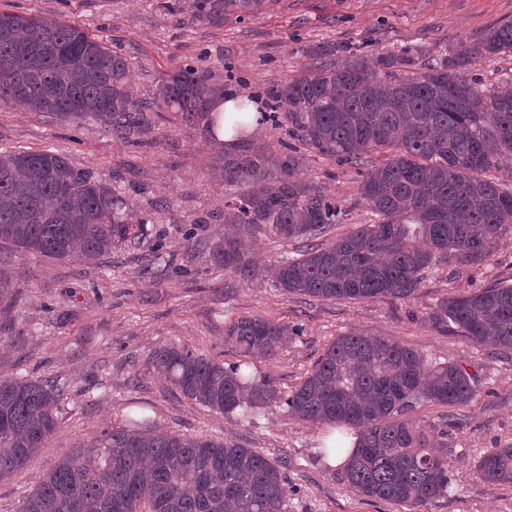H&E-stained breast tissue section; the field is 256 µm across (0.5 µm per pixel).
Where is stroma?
Wrapping results in <instances>:
<instances>
[{
  "mask_svg": "<svg viewBox=\"0 0 512 512\" xmlns=\"http://www.w3.org/2000/svg\"><path fill=\"white\" fill-rule=\"evenodd\" d=\"M0 12L54 18L108 37L126 55L143 99L154 98L166 72L202 56L216 73L231 69L236 94L262 104L266 89L314 62L321 47H335L340 61L349 46L367 53L407 48L427 58L512 21V0H274L266 13L221 27L195 21L189 0H180L175 12L163 0H0ZM205 129L204 122L189 125L166 112L136 146L89 118L63 122L20 107L0 109V152H59L116 189L147 222L146 236L119 243L90 264L0 243V279L9 288L0 298V377L48 380L61 393L57 431L22 473L0 480V512H19L39 476L135 412L157 428L251 448L279 465L288 477L287 512H408L350 491L321 450L326 425L300 421L282 406L217 413L184 397L149 363L166 345L237 361L240 353L225 344L224 329L256 315L300 329L275 359L255 363L284 395L350 331L398 341L477 374L468 403H424L413 411L448 434V494L418 512H512V484H485L475 468L487 450L512 446V356L429 321L446 298L512 282V228L481 265L434 263L410 300L285 293L275 287L271 267L298 257L304 243L268 232L246 240L258 271L243 283L209 259L232 191L211 177L224 152ZM303 157L300 177L321 182L348 210L323 242L372 223L355 200L354 169L317 153Z\"/></svg>",
  "mask_w": 512,
  "mask_h": 512,
  "instance_id": "35a3bbf8",
  "label": "stroma"
}]
</instances>
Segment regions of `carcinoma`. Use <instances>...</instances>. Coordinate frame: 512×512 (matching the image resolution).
<instances>
[{
  "instance_id": "carcinoma-1",
  "label": "carcinoma",
  "mask_w": 512,
  "mask_h": 512,
  "mask_svg": "<svg viewBox=\"0 0 512 512\" xmlns=\"http://www.w3.org/2000/svg\"><path fill=\"white\" fill-rule=\"evenodd\" d=\"M274 0H191L193 18L220 27L267 11ZM512 53V23L489 28L418 62L407 51L355 53L317 61L268 91L271 112L292 122L306 150L356 170L355 198L372 224L313 243L343 221L324 186L296 177L300 150L281 141L247 148L215 168L237 193L224 202V232L210 258L243 282L255 261L244 236L266 229L307 241L300 257L274 266L277 287L311 298L413 297L433 259L480 265L512 224V81L488 87L471 66ZM232 93L202 62L179 65L146 101L129 80V61L101 37L55 19L0 14V107L25 106L62 121L94 118L135 142L155 116L184 122L209 116ZM144 221L89 170L51 151L0 154V242L53 259L94 261L118 242L144 235ZM433 328L453 324L471 340L512 351V284L444 300ZM297 329L255 316L232 322L224 341L269 360ZM150 365L187 398L220 413L249 402L284 405L303 422L357 432L341 477L356 494L413 509L448 493L447 455L430 447L438 431L409 416L415 405H455L474 395L475 377L457 363L369 333L342 335L290 395L245 361L225 363L164 346ZM58 394L42 381L0 378V479L27 467L57 429ZM130 418L101 432L39 476L19 512H285L286 476L251 448L149 430ZM487 484L512 483V447L488 450L476 465Z\"/></svg>"
}]
</instances>
